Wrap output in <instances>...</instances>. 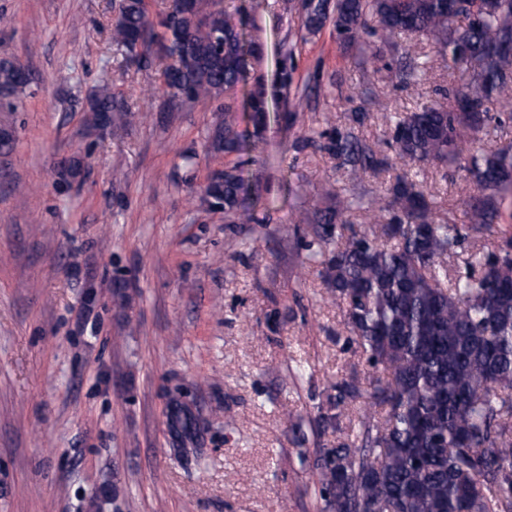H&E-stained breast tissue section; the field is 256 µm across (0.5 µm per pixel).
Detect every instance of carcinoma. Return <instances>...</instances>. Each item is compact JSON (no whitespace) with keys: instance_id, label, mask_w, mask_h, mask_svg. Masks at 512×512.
<instances>
[{"instance_id":"cac0c4a2","label":"carcinoma","mask_w":512,"mask_h":512,"mask_svg":"<svg viewBox=\"0 0 512 512\" xmlns=\"http://www.w3.org/2000/svg\"><path fill=\"white\" fill-rule=\"evenodd\" d=\"M118 0L112 41L144 66L163 62L168 102L215 104V151L240 153L236 90L249 63L224 0ZM303 27L331 25L366 85H408L421 69L418 44L448 61L456 80L414 112L384 113V144L359 135L368 113L355 109L343 127L297 139L355 176L388 171L396 158L435 169L454 166L465 181L467 230L481 243L465 272L448 279V256L466 235L435 215L436 205L405 172L368 204L382 224L362 229L353 200L300 215L319 249L306 256L338 302L351 341L375 372L369 409L358 420L359 446L319 448L314 459L321 512H512V142L486 143L490 124L512 123V0H302ZM409 44L403 46L398 38ZM400 51L375 65L384 51ZM20 64L0 60V108L13 112L30 87ZM252 136L260 138L264 99H249ZM94 124L125 123L131 110L102 90L90 103ZM251 184L238 165L209 178L204 203L230 224L250 220ZM318 406L322 431L339 430L355 381L334 385Z\"/></svg>"}]
</instances>
